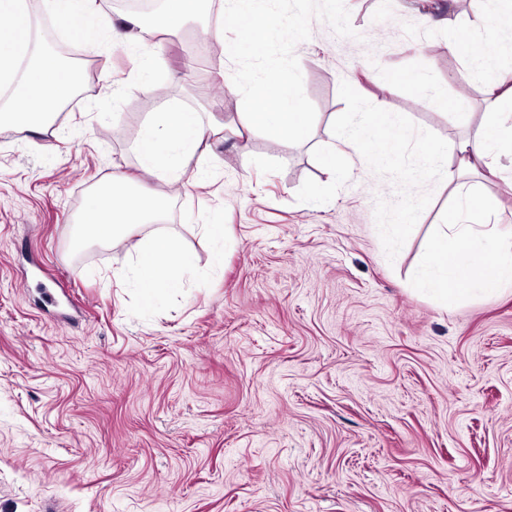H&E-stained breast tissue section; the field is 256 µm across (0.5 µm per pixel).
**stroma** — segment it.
<instances>
[{"instance_id": "1", "label": "stroma", "mask_w": 512, "mask_h": 512, "mask_svg": "<svg viewBox=\"0 0 512 512\" xmlns=\"http://www.w3.org/2000/svg\"><path fill=\"white\" fill-rule=\"evenodd\" d=\"M27 6L40 51H74L95 79L46 133L0 128V512H512V284L448 311L415 288L451 187L429 184L392 260L374 209L396 190L364 158L331 202L296 199L328 181L312 151L332 144L341 82L463 135L436 97L481 115L483 78L436 20L457 16L467 45L512 43L498 0H277L262 53L225 26L205 69L215 95L189 76L194 24L143 30L158 51L143 77L141 47L90 46L43 0ZM271 67L313 114L305 142L252 137L246 172L213 136L201 182L177 190L140 167L139 129L165 102L239 122V74ZM412 71L421 85L403 82ZM122 170L166 212L75 257L73 219ZM215 222L224 244L200 234ZM158 232L191 265L146 307L131 268Z\"/></svg>"}]
</instances>
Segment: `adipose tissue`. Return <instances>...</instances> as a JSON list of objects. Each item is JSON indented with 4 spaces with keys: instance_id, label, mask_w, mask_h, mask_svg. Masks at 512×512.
<instances>
[{
    "instance_id": "1",
    "label": "adipose tissue",
    "mask_w": 512,
    "mask_h": 512,
    "mask_svg": "<svg viewBox=\"0 0 512 512\" xmlns=\"http://www.w3.org/2000/svg\"><path fill=\"white\" fill-rule=\"evenodd\" d=\"M273 2L233 0L236 15L249 21L243 35L255 49H263L275 29L271 22ZM0 14L11 19L10 26L0 29V84L13 86L19 100L18 106L0 108V126L42 132L74 94L76 74L54 57L30 56L33 29L26 0H0ZM238 81L251 88L250 112L243 124L225 125V137L244 141L258 132L274 143L285 144L308 135L313 117L306 112L292 82L276 71L257 80L243 73ZM483 94L485 112L472 135L426 144L429 162L451 151L468 154L483 178L501 177L498 158L504 154L512 157V128L503 124L504 115L512 112V76L486 79ZM213 133L203 113L169 106L141 126L134 150L141 167L155 170L160 178L175 185L181 183L192 157L209 152ZM463 174L460 168L445 173L455 186L457 203L431 237L417 279L419 289L445 310L474 295L493 298L502 283H512V232L482 224V217L496 210L497 201L463 183ZM129 181L128 174L113 173L110 192L92 194L83 210L84 228L101 243L111 244L127 236L131 218L151 221L167 207L165 197L128 194ZM186 261L182 244L173 234L156 233L140 240L132 273L145 304L179 286L177 273Z\"/></svg>"
}]
</instances>
